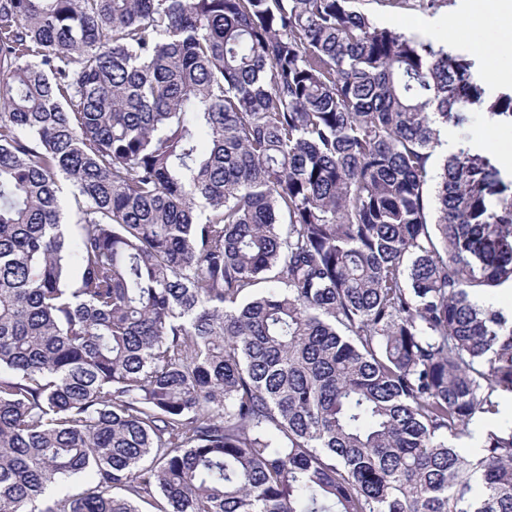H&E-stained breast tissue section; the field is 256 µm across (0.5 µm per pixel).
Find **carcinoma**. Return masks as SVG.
I'll list each match as a JSON object with an SVG mask.
<instances>
[{
  "mask_svg": "<svg viewBox=\"0 0 512 512\" xmlns=\"http://www.w3.org/2000/svg\"><path fill=\"white\" fill-rule=\"evenodd\" d=\"M358 2L0 0V512H512V89ZM490 121L482 112H473L471 114L470 125L467 129V134L470 136L471 143L474 149L487 148L485 141L487 138V127Z\"/></svg>",
  "mask_w": 512,
  "mask_h": 512,
  "instance_id": "obj_1",
  "label": "carcinoma"
}]
</instances>
